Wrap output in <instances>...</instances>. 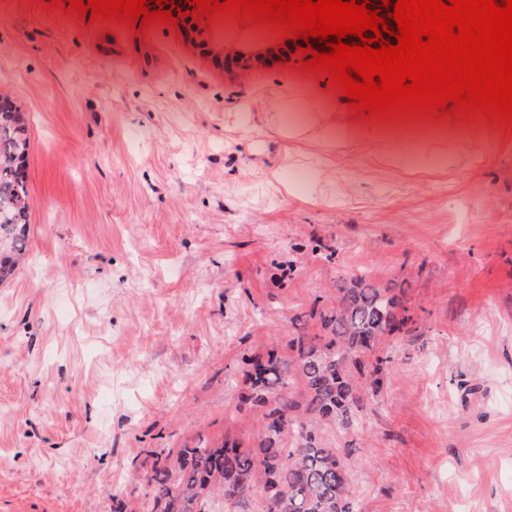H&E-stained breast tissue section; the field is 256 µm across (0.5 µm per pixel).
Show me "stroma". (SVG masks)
<instances>
[{"label": "stroma", "mask_w": 512, "mask_h": 512, "mask_svg": "<svg viewBox=\"0 0 512 512\" xmlns=\"http://www.w3.org/2000/svg\"><path fill=\"white\" fill-rule=\"evenodd\" d=\"M145 31L0 0V93L27 119L28 260L0 284V512H112L152 451L256 445L246 359L290 360L359 275L410 331L363 362L358 512H512V128L370 124L281 32ZM211 53H203L200 39Z\"/></svg>", "instance_id": "obj_1"}]
</instances>
